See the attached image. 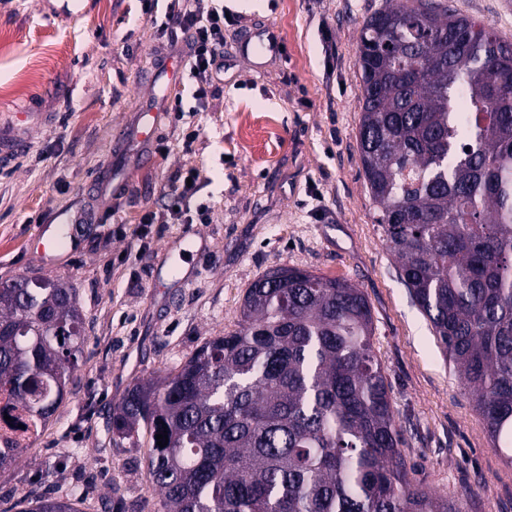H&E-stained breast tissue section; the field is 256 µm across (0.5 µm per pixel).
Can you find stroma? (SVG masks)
Instances as JSON below:
<instances>
[{
	"label": "stroma",
	"instance_id": "stroma-1",
	"mask_svg": "<svg viewBox=\"0 0 512 512\" xmlns=\"http://www.w3.org/2000/svg\"><path fill=\"white\" fill-rule=\"evenodd\" d=\"M385 0H224V79L198 126L192 152L166 117L155 134L165 152H116L120 130L165 93L162 42L139 0H0V126L42 113L27 149L0 164V281L43 276L73 284L87 340L76 384L22 458L0 472V512L20 500L89 495L79 512H156L149 434L119 439L108 415L138 382L174 371L209 338L235 329L247 288L270 269L298 267L344 278L372 310L375 354L398 414L408 464L432 493L463 512H512V465L412 303L374 221L359 151L358 43ZM460 13L512 41V0H453ZM277 31L281 54L263 67L240 56L249 29ZM270 133L243 142L244 120ZM196 168L202 249L176 251L184 225L167 214L168 185ZM109 170L118 194L96 192ZM154 213L149 244L128 236ZM68 215L78 252L44 266L32 249L40 224Z\"/></svg>",
	"mask_w": 512,
	"mask_h": 512
}]
</instances>
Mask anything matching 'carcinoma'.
Masks as SVG:
<instances>
[{
	"instance_id": "1",
	"label": "carcinoma",
	"mask_w": 512,
	"mask_h": 512,
	"mask_svg": "<svg viewBox=\"0 0 512 512\" xmlns=\"http://www.w3.org/2000/svg\"><path fill=\"white\" fill-rule=\"evenodd\" d=\"M358 52L361 163L384 245L511 464L512 44L448 0H386ZM85 341L69 283L0 282V425L19 432L0 436L1 471L75 384ZM110 427L167 433L147 463L156 512H462L400 450L365 294L301 268L259 277L238 328L135 385ZM24 512L79 510L47 497Z\"/></svg>"
}]
</instances>
